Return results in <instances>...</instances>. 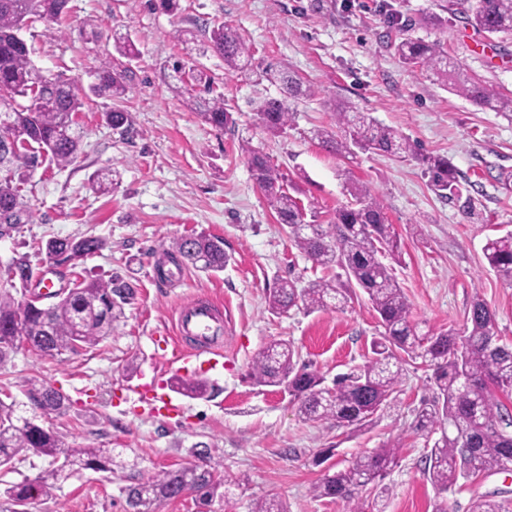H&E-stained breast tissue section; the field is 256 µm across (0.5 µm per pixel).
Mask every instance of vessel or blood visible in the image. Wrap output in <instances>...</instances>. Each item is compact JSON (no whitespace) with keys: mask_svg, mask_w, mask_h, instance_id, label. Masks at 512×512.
<instances>
[{"mask_svg":"<svg viewBox=\"0 0 512 512\" xmlns=\"http://www.w3.org/2000/svg\"><path fill=\"white\" fill-rule=\"evenodd\" d=\"M223 329L220 308L213 300L198 297L179 306L175 312L173 341L177 345L174 360L180 370L191 373L203 367L210 370L222 367L224 352L212 346L210 338ZM136 393L139 403L152 412L171 415L178 410L177 405L161 392L154 381H144L137 387Z\"/></svg>","mask_w":512,"mask_h":512,"instance_id":"obj_1","label":"vessel or blood"}]
</instances>
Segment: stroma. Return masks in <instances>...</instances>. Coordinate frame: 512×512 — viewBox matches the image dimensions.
Segmentation results:
<instances>
[{"label":"stroma","mask_w":512,"mask_h":512,"mask_svg":"<svg viewBox=\"0 0 512 512\" xmlns=\"http://www.w3.org/2000/svg\"><path fill=\"white\" fill-rule=\"evenodd\" d=\"M451 0H178L166 11L160 0H71L58 36L43 24L22 30L33 67L64 74L81 88L96 81L101 62L118 38L139 52L121 107L127 134L104 118L110 98L89 96L79 114L82 155L66 168L46 162L32 174L25 195L33 221L0 238V290L14 287L12 260L28 255L35 274L51 273L57 287L83 278L119 277L134 297L109 336L57 362L19 348L0 365V396L22 401L25 380L44 382L65 398L62 413L40 416L72 446L112 449L108 472L90 470L54 485L47 494L13 507L8 485L34 480L50 458L19 452L0 468V512H129L126 490L150 471L219 461L221 474L246 477L230 487L212 512H250L255 499L273 493L288 512H342L315 497L313 487L329 468L400 439V461L382 487L360 494L365 512H432L445 498L448 512H470L485 495L512 501V470L459 479L438 495L423 468L436 437L417 431L415 413L437 389L420 363L407 362L396 398L371 426L353 430L303 418L287 391L254 385L250 363L269 341L288 340L299 362L333 381L362 367L379 339L377 315L365 294L346 306L271 314L266 297L279 279L304 287L336 271L309 260L255 184L242 142L261 147L320 224L346 204L348 180L366 185L384 206L401 245L396 278L424 331H463L474 299L493 310L499 336L512 342V287L490 269L483 247L512 231V114L473 104L426 69L400 63L394 43L409 37L439 42L449 68L512 95V33L487 35L451 14ZM227 24L250 48L252 69H287L315 94L294 105L287 132L272 135L255 119L260 101L279 96L278 84L253 82L225 71L203 35ZM181 71H174V64ZM223 95L236 125L218 131L201 121L212 95ZM349 103L379 124L409 138L425 155L445 156L462 188L477 187L474 214L435 191L414 158L374 153L341 157L314 139L334 122L335 104ZM112 170L116 184L94 193L92 177ZM204 232L224 240L232 260L208 274L185 264L178 284L155 267L174 240ZM100 238L103 246L77 266H57L36 249L53 238ZM222 304L230 323L221 337L224 368L202 374L208 394L180 397V414L165 417L135 401L140 375L171 385L176 377L165 339L175 309L194 297ZM136 363V373L126 370Z\"/></svg>","instance_id":"35a3bbf8"}]
</instances>
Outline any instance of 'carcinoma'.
<instances>
[{
	"mask_svg": "<svg viewBox=\"0 0 512 512\" xmlns=\"http://www.w3.org/2000/svg\"><path fill=\"white\" fill-rule=\"evenodd\" d=\"M67 0H0V236H8L18 225L31 221L32 211L25 199L24 184L38 164L42 151L59 167L78 158L82 132L76 116L82 108L76 81L61 75H43L30 61L31 47L20 32L39 22L45 34H55L54 24L66 13ZM466 20L477 31L489 35L512 32V0H475L463 9ZM212 51L224 59L231 72L248 70L250 48L232 27L219 24L208 31ZM401 62L410 69L426 68L453 90L477 105L497 112H512V96L502 95L481 80L458 74L448 79V63L436 43L405 39L395 46ZM117 55L101 63L92 91L117 102L105 112L114 129L128 127L127 113L118 103L128 92L127 63L137 56L131 40L116 47ZM260 77L278 82L281 97L267 98L258 108V119L268 133L280 134L292 121L290 101L314 95L284 70L268 67ZM28 100L23 105L19 99ZM201 117L210 126L223 130L235 125L233 113L224 108V98L209 102ZM319 143L337 155L355 151L415 157L431 174L433 186L442 197L460 204L463 211L475 207L474 197L463 196L456 170L446 157L418 153L415 144L396 129L377 123L365 112L350 107L337 108L334 127L318 129ZM19 146L4 148L6 141ZM241 153L253 180L275 210L288 235L315 264L337 266L347 280L355 281L367 295L382 327L373 344L374 357L357 371L336 376L333 386H323L324 378L298 366L295 350L283 339L270 341L253 358L250 378L258 386L283 387L299 403V412L313 421L334 422L338 426L361 428L369 425L383 406L390 403L402 376V362L408 357L421 360L432 371L437 397L424 404L416 415V429L432 432L446 428L425 457L424 474L441 493L454 487L459 478L506 470L512 466V414H502L497 393L512 392V344L500 342L495 315L481 299H475L463 332L453 330L422 333L410 320V302L392 268L382 261L400 254V243L388 224L384 207L371 191L348 179L351 201L336 209L327 224L306 221V209L291 195L285 177L260 149L245 143ZM95 237L47 241V259L58 265L73 263L100 249ZM175 251L202 271L224 270L230 257L224 240L205 233L173 242ZM488 265L512 286V232L490 239L484 246ZM34 275L26 255L13 259L11 277L25 286ZM130 285L119 279H89L65 292H55L56 301L43 306L30 299L0 293V363L16 348L15 337L26 339L37 356L59 358L83 347L97 345L122 315L129 299ZM353 299V291L336 281H315L299 288L281 279L268 294V309L284 314L303 305L309 311L340 307ZM175 388L189 398L207 392L202 381L176 380ZM24 394L34 411L60 413L65 397L54 388L27 381ZM21 450L57 459L62 464L46 471L33 482L13 484L5 489L14 503L27 500L32 492L42 494L50 486L82 470L112 471L111 448L88 444L71 446L60 436L37 423V416L19 414L16 402L0 399V466L11 463ZM400 442L391 441L376 452L355 458L343 469L325 474L313 487L317 498H330L348 512H360L359 492L382 482L399 460ZM227 481L217 468L178 467L162 469L142 478L127 492L132 512H154V506L177 498L185 487L195 490L202 506L224 498ZM252 512H286L274 495L254 502ZM470 512H512V504L481 496Z\"/></svg>",
	"mask_w": 512,
	"mask_h": 512,
	"instance_id": "carcinoma-1",
	"label": "carcinoma"
}]
</instances>
